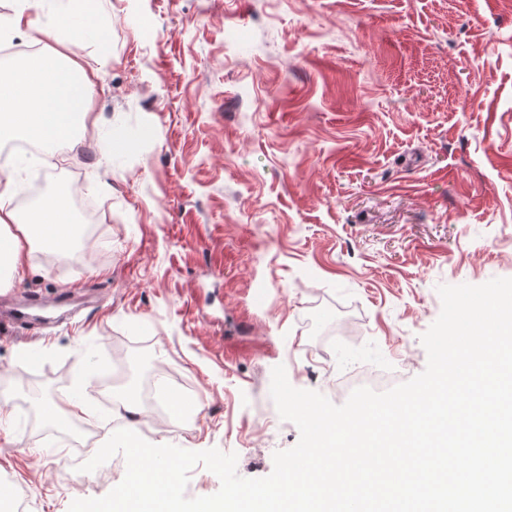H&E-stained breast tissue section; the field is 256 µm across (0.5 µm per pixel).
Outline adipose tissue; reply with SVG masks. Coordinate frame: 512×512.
<instances>
[{
  "instance_id": "adipose-tissue-1",
  "label": "adipose tissue",
  "mask_w": 512,
  "mask_h": 512,
  "mask_svg": "<svg viewBox=\"0 0 512 512\" xmlns=\"http://www.w3.org/2000/svg\"><path fill=\"white\" fill-rule=\"evenodd\" d=\"M95 92L92 74L63 55H30L22 64L0 71V142L68 139L85 122ZM14 175L0 170V274L21 275L33 246L53 251L75 237L67 217V197L45 199L27 221H20L10 201Z\"/></svg>"
}]
</instances>
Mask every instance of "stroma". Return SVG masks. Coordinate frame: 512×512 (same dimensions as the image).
Returning <instances> with one entry per match:
<instances>
[{
	"mask_svg": "<svg viewBox=\"0 0 512 512\" xmlns=\"http://www.w3.org/2000/svg\"><path fill=\"white\" fill-rule=\"evenodd\" d=\"M75 43L32 0L39 46L97 71L86 125L12 158L15 190L63 179L95 222L79 251L34 247L0 310L50 301L40 330L0 332V512H69L122 480L71 473L75 442L130 428L238 456L262 478L296 425L272 370L335 404L336 378L400 362L441 285L512 278V0H87ZM164 370L181 427L110 415ZM81 391L98 425L48 423ZM43 413L45 418L56 424L60 417H69L71 410L84 411L82 404L75 396L65 397L60 400H49L43 403Z\"/></svg>",
	"mask_w": 512,
	"mask_h": 512,
	"instance_id": "35a3bbf8",
	"label": "stroma"
}]
</instances>
